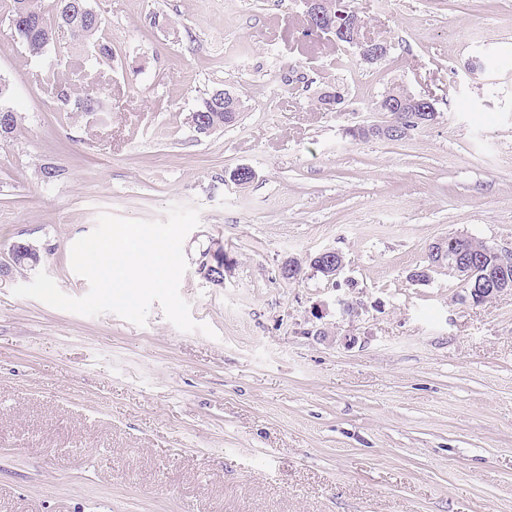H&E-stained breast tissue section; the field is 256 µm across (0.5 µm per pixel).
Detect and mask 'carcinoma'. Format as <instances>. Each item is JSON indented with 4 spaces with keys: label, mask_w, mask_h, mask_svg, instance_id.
<instances>
[{
    "label": "carcinoma",
    "mask_w": 512,
    "mask_h": 512,
    "mask_svg": "<svg viewBox=\"0 0 512 512\" xmlns=\"http://www.w3.org/2000/svg\"><path fill=\"white\" fill-rule=\"evenodd\" d=\"M36 0H11L9 9V22L14 34L22 41L29 56L38 58L56 41V30L67 28L74 37L76 49L80 53L73 56H63L55 59L52 67L45 69V80L54 88L58 100L65 106L70 105L68 86L57 79L58 70L79 66L88 61L95 65H102L112 60V47L94 39L101 27V19L90 17L81 11L80 5L87 4V0H56V15L48 20L35 5ZM91 46L97 49L94 55H83L84 47ZM241 108H236L230 118H225L224 90L216 89L203 98L199 107L192 114L195 128L202 134L224 124H233L237 121ZM460 247L465 253L474 257L481 263L488 264L493 256L487 249V242L476 239L468 240ZM13 264L10 271L33 267L40 263L41 257L36 249L26 244H16L12 248Z\"/></svg>",
    "instance_id": "cac0c4a2"
}]
</instances>
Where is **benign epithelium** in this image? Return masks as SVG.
Here are the masks:
<instances>
[{
  "label": "benign epithelium",
  "mask_w": 512,
  "mask_h": 512,
  "mask_svg": "<svg viewBox=\"0 0 512 512\" xmlns=\"http://www.w3.org/2000/svg\"><path fill=\"white\" fill-rule=\"evenodd\" d=\"M307 16L314 26L324 28V33L331 37L336 29L332 24L334 16L344 18L340 36L346 40L357 55L368 63H375L386 57L388 45L378 43L367 32L360 29L354 12L341 0H304ZM379 112H437L435 103L424 96L403 90L388 91L377 108ZM371 137L398 139L408 136L412 127L394 126L392 121L363 128ZM460 235H448L429 245L436 263L448 268V272L457 276L470 287V295L475 303H482L488 298L512 294V248L492 246L493 262L480 268L474 260L457 249ZM199 272L208 281L224 283L222 273L229 268V259L224 251L214 250L203 253ZM308 266L316 273L323 272L332 281L345 267L343 255L334 249L322 250L309 258Z\"/></svg>",
  "instance_id": "benign-epithelium-1"
}]
</instances>
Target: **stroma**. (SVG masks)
<instances>
[{
	"instance_id": "1",
	"label": "stroma",
	"mask_w": 512,
	"mask_h": 512,
	"mask_svg": "<svg viewBox=\"0 0 512 512\" xmlns=\"http://www.w3.org/2000/svg\"><path fill=\"white\" fill-rule=\"evenodd\" d=\"M344 2L388 57L305 36L302 0H88L113 59L71 84L102 105L85 114L0 0L21 117L0 141V263L18 243L41 255L0 279V512H512V294L476 305L447 269L410 278L452 233L512 248V0ZM395 87L434 99L436 122L351 140ZM216 88L240 117L196 133ZM173 203L200 210L180 294L215 338L157 303L138 326L13 295L41 269L84 296L70 251L99 212ZM215 242L220 285L197 272ZM325 249L345 257L336 280L279 277Z\"/></svg>"
}]
</instances>
